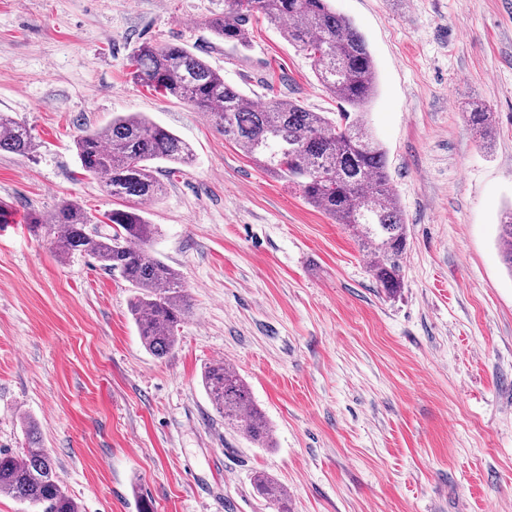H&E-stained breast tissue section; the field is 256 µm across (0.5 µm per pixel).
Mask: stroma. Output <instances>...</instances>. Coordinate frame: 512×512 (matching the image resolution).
<instances>
[{
  "instance_id": "obj_1",
  "label": "stroma",
  "mask_w": 512,
  "mask_h": 512,
  "mask_svg": "<svg viewBox=\"0 0 512 512\" xmlns=\"http://www.w3.org/2000/svg\"><path fill=\"white\" fill-rule=\"evenodd\" d=\"M373 56L366 122L409 226L388 296L344 225L259 167L190 105L134 82L142 43H179L254 101L314 112L335 99L311 58L265 18L238 53L207 27L224 0H0V112L29 157L0 151V448L34 422L81 512H512V272L497 224L512 206V0H331ZM476 106L495 125L480 137ZM141 112L195 153L160 165L151 256L192 304L175 348L146 351L130 285L93 258H59L31 211L122 207L73 140ZM230 363L273 426L260 448L225 427L202 385ZM36 141L30 130L17 122L8 112L0 113V151L23 157L33 155ZM253 489L259 497L277 504L278 512H288V491L274 479L260 472L254 477Z\"/></svg>"
}]
</instances>
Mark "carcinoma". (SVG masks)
Wrapping results in <instances>:
<instances>
[{
    "instance_id": "1",
    "label": "carcinoma",
    "mask_w": 512,
    "mask_h": 512,
    "mask_svg": "<svg viewBox=\"0 0 512 512\" xmlns=\"http://www.w3.org/2000/svg\"><path fill=\"white\" fill-rule=\"evenodd\" d=\"M262 15L281 26L283 36L313 59L316 75L336 98L338 112H312L290 98L255 104L202 56L178 43H144L133 55L132 77L166 97L206 113L214 125L267 171L286 178L304 199L353 232L369 260L375 280L390 294L403 285L408 224L390 193L387 153L365 121L377 89V72L362 34L336 13L330 0H224V16L209 22L212 34L235 51L251 46L249 23ZM476 129H489L494 113L482 107L469 113ZM82 170L104 179L112 197L133 202L100 220L74 201L62 202L50 215L32 213L30 228L52 236L56 254L78 252L117 272L135 290L130 314L145 349L163 358L175 347L178 327L189 316L185 282L179 270L151 256L147 246L156 225L140 207L164 194L154 164L192 163L191 146L141 112L112 117L103 127L87 128L74 139ZM30 130L9 113H0V151L23 157L36 151ZM106 222L112 231L91 230ZM503 261L512 271V208L500 219ZM203 386L224 424L252 443L270 447L272 426L254 404L247 382L232 367L217 362L204 372ZM20 453L0 449V493L34 512H78L56 473L54 461L28 430ZM253 489L288 512V491L264 473Z\"/></svg>"
}]
</instances>
